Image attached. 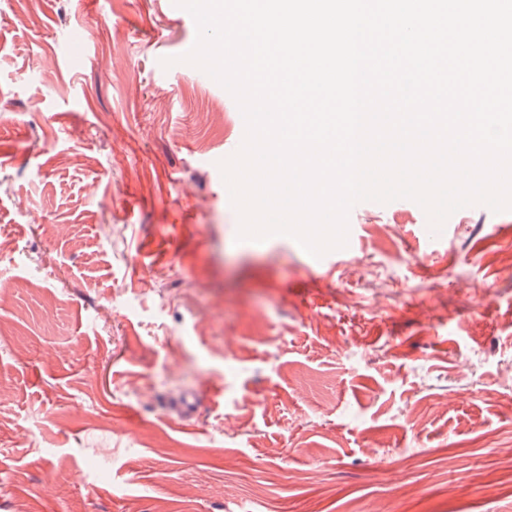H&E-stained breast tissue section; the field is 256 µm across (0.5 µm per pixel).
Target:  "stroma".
<instances>
[{"instance_id":"35a3bbf8","label":"stroma","mask_w":512,"mask_h":512,"mask_svg":"<svg viewBox=\"0 0 512 512\" xmlns=\"http://www.w3.org/2000/svg\"><path fill=\"white\" fill-rule=\"evenodd\" d=\"M181 14L0 0V512H512V211L237 241Z\"/></svg>"}]
</instances>
